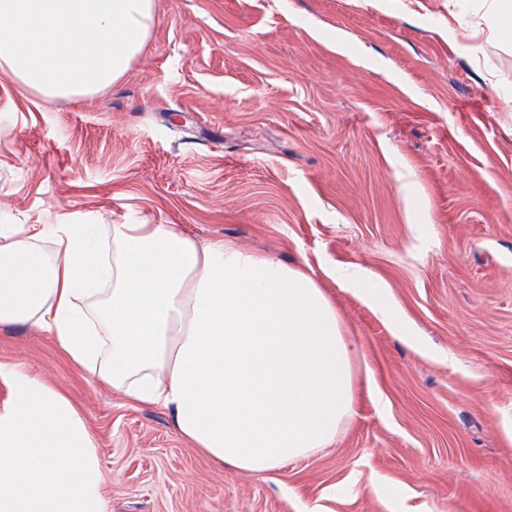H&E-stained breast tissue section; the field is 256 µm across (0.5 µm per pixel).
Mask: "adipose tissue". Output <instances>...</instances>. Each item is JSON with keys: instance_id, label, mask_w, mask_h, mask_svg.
Segmentation results:
<instances>
[{"instance_id": "obj_1", "label": "adipose tissue", "mask_w": 512, "mask_h": 512, "mask_svg": "<svg viewBox=\"0 0 512 512\" xmlns=\"http://www.w3.org/2000/svg\"><path fill=\"white\" fill-rule=\"evenodd\" d=\"M154 0H0V73L92 96L143 49ZM48 333L81 371L157 407L219 466L255 474L329 447L356 414L353 351L300 269L177 224H1L0 331ZM0 408V512H106L72 399L18 364Z\"/></svg>"}]
</instances>
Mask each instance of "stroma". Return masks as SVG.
Returning <instances> with one entry per match:
<instances>
[{"mask_svg": "<svg viewBox=\"0 0 512 512\" xmlns=\"http://www.w3.org/2000/svg\"><path fill=\"white\" fill-rule=\"evenodd\" d=\"M460 1L155 0L103 92L0 74V224H177L301 266L380 396L329 448L251 474L49 335L0 332L1 362L75 400L106 512H512V41L473 35L484 0Z\"/></svg>", "mask_w": 512, "mask_h": 512, "instance_id": "35a3bbf8", "label": "stroma"}]
</instances>
